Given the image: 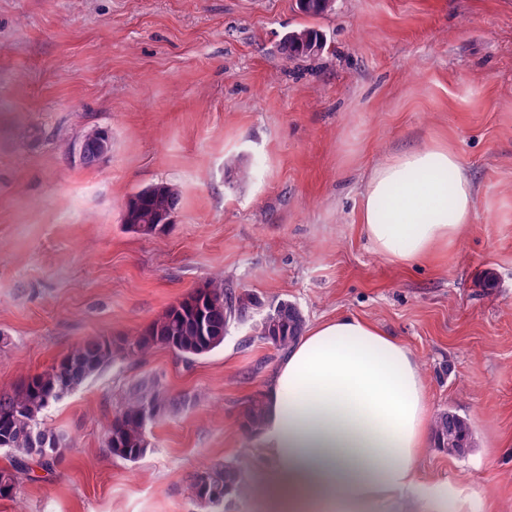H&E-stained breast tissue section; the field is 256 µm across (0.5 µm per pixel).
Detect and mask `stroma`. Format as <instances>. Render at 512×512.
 Instances as JSON below:
<instances>
[{
    "mask_svg": "<svg viewBox=\"0 0 512 512\" xmlns=\"http://www.w3.org/2000/svg\"><path fill=\"white\" fill-rule=\"evenodd\" d=\"M300 26L325 35L318 57L282 53ZM94 128L112 149L87 166L72 148ZM431 142L460 157L476 214L401 266L366 238L360 194L379 160ZM159 183L180 192L171 229L127 230V200ZM212 279L400 339L430 414L473 434L462 457L423 449L417 481L453 488L448 512H512V0H0V392ZM279 360L233 322L207 356L116 362L44 412L68 446L0 512H206L194 484L216 461L251 487L227 512H269L241 410ZM138 380L186 404L129 462L104 438Z\"/></svg>",
    "mask_w": 512,
    "mask_h": 512,
    "instance_id": "obj_1",
    "label": "stroma"
}]
</instances>
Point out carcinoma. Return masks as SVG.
I'll list each match as a JSON object with an SVG mask.
<instances>
[{
    "label": "carcinoma",
    "instance_id": "1",
    "mask_svg": "<svg viewBox=\"0 0 512 512\" xmlns=\"http://www.w3.org/2000/svg\"><path fill=\"white\" fill-rule=\"evenodd\" d=\"M320 37L317 30L308 27L290 31L282 40V50L290 59L317 56L324 49ZM180 201L175 187L164 183L150 185L128 201L126 211L135 223L126 228L144 236H153L158 229L165 232L172 226L169 219L177 214ZM256 303L254 295L246 292L235 295L223 282L212 280L167 308L146 329L124 339L121 345L115 346L105 338L91 339L58 364L31 377L18 390L0 394V450L12 454V469L0 470V496L13 493L19 475L30 473V462L37 460L47 469L67 447L63 437L41 426V416L51 405L81 389L119 357L145 355L159 345L185 360L206 356L224 345V333L232 315L245 321ZM304 323L301 311L281 299L268 307L252 329L256 336L282 353L302 335ZM183 404L184 400L168 396L154 381L131 384L106 431L105 447L124 460L140 459L149 447L142 423L144 410L151 406L162 417ZM264 417V395L249 398L242 410L244 432L249 436L257 434ZM450 429L455 431L461 445L456 455L461 456L472 442V429L466 418L450 409L433 418L434 445H439ZM248 491L245 473L225 462L206 467L195 483L196 496L210 512H224V504L244 497Z\"/></svg>",
    "mask_w": 512,
    "mask_h": 512
}]
</instances>
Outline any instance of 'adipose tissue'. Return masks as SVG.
Masks as SVG:
<instances>
[{"label": "adipose tissue", "mask_w": 512, "mask_h": 512, "mask_svg": "<svg viewBox=\"0 0 512 512\" xmlns=\"http://www.w3.org/2000/svg\"><path fill=\"white\" fill-rule=\"evenodd\" d=\"M475 212L473 181L437 143L380 160L361 194L368 240L398 264L456 242ZM265 398L272 512H387L399 496L446 512L444 492L416 481L431 420L419 364L399 339L351 315L312 325L280 359Z\"/></svg>", "instance_id": "ef3b65f1"}]
</instances>
